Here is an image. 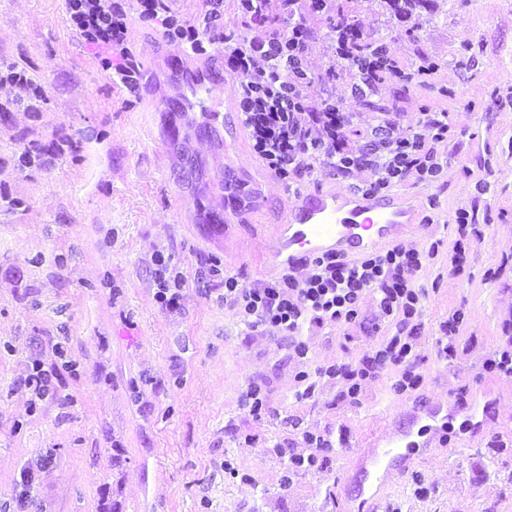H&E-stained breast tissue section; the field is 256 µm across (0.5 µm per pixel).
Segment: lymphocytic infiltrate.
Segmentation results:
<instances>
[{"instance_id":"1","label":"lymphocytic infiltrate","mask_w":512,"mask_h":512,"mask_svg":"<svg viewBox=\"0 0 512 512\" xmlns=\"http://www.w3.org/2000/svg\"><path fill=\"white\" fill-rule=\"evenodd\" d=\"M70 26L83 43L106 49L102 68L128 92L140 86V68L128 47V14L136 12L146 26L160 25L167 41L206 53L208 46L224 47V71L238 87V115L252 150L283 183L321 168L347 181L361 175L355 188L362 195L383 197L404 181L437 180L442 172L440 147L448 139V115L423 112L408 125L388 112L372 118L363 141L346 133L349 113L331 87H319L306 62L314 34L306 23L309 13L333 15L336 0H236L239 16L248 25L243 35L224 25V0H202L196 20L182 18L166 0H65ZM363 33L354 25L329 34L334 55L348 67L350 93L365 99L379 95L386 82H398L403 72L385 45L359 51ZM320 106L310 109L312 91ZM439 252L438 243L421 248L393 245L358 259L333 254L305 259V277L282 274L253 288L240 287L235 276L224 278V305L242 317L247 330L290 337L298 358H306L304 332L328 324L378 329L393 320L396 332L373 348L357 365L333 363L315 372L301 371L305 394H313L310 376L339 382L341 394L357 401L367 379L394 374L392 388L406 394L422 383L414 347L420 329L424 289L415 278L424 263ZM375 313L365 318V302ZM309 452L291 457L280 478L287 488L293 474L318 470L322 452L331 448L328 435L303 432Z\"/></svg>"}]
</instances>
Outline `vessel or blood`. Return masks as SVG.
Returning a JSON list of instances; mask_svg holds the SVG:
<instances>
[{"label":"vessel or blood","mask_w":512,"mask_h":512,"mask_svg":"<svg viewBox=\"0 0 512 512\" xmlns=\"http://www.w3.org/2000/svg\"><path fill=\"white\" fill-rule=\"evenodd\" d=\"M211 81L192 80L180 103V112H203L212 123L222 122L224 108L210 94ZM414 214L401 206L396 196L367 198L349 189L319 190L302 201L283 207L274 227L275 245L270 254L273 267L288 269L308 256L335 251L351 257L378 249L416 224ZM418 458L413 443H390L388 450L372 453L370 463L379 481L391 478V463H412Z\"/></svg>","instance_id":"1"}]
</instances>
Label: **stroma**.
<instances>
[{
	"label": "stroma",
	"instance_id": "1",
	"mask_svg": "<svg viewBox=\"0 0 512 512\" xmlns=\"http://www.w3.org/2000/svg\"><path fill=\"white\" fill-rule=\"evenodd\" d=\"M345 4L401 67L429 69L371 99L347 95L331 20L309 14L320 38L308 65L320 77L335 70L349 137L380 110L404 124L444 112L450 126L442 180L399 187L426 217L401 245L442 243L416 278L424 381L399 395L388 376L368 380L354 404L326 379L295 399V375L359 360L374 337L327 325L306 333L302 360L287 337L248 333L224 306L225 274L246 288L279 278L268 256L285 186L251 151L217 47L176 72L177 44L131 20L142 71L132 95L76 38L64 0H0V66L32 81L0 84V512H345L373 481L367 448L416 424L448 430L464 449L425 439L384 501L402 512H512V379L484 367L512 327V111L494 96L512 81V0H422L410 15L388 0ZM203 71L218 75L224 122L174 132L172 108ZM228 178L254 188L231 215L216 205ZM461 208L482 234L453 272ZM159 250L185 279L172 311L154 299ZM457 309L464 328L444 358L439 324ZM37 363L44 398L24 384ZM253 383L270 405L258 418L239 406ZM306 430L335 446L321 471L280 489L289 458L307 451ZM228 460L248 481L225 478ZM416 473L434 493L415 495Z\"/></svg>",
	"mask_w": 512,
	"mask_h": 512
}]
</instances>
